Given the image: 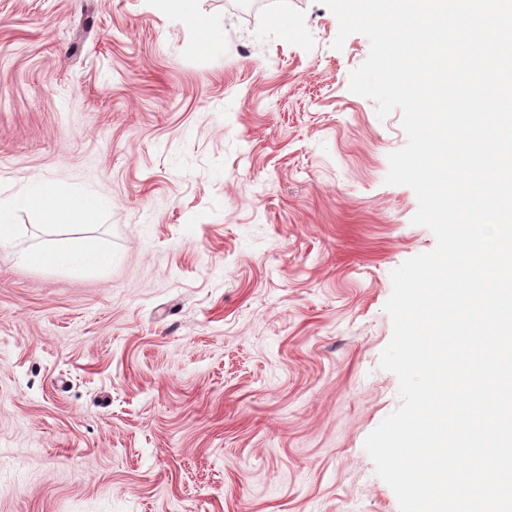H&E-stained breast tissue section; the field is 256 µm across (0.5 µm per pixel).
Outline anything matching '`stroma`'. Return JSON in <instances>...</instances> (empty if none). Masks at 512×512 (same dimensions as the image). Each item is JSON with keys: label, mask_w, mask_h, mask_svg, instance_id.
<instances>
[{"label": "stroma", "mask_w": 512, "mask_h": 512, "mask_svg": "<svg viewBox=\"0 0 512 512\" xmlns=\"http://www.w3.org/2000/svg\"><path fill=\"white\" fill-rule=\"evenodd\" d=\"M0 0V512H399L366 437L405 146L321 0ZM93 195L47 225L33 184ZM104 263L33 267L42 239Z\"/></svg>", "instance_id": "stroma-1"}]
</instances>
